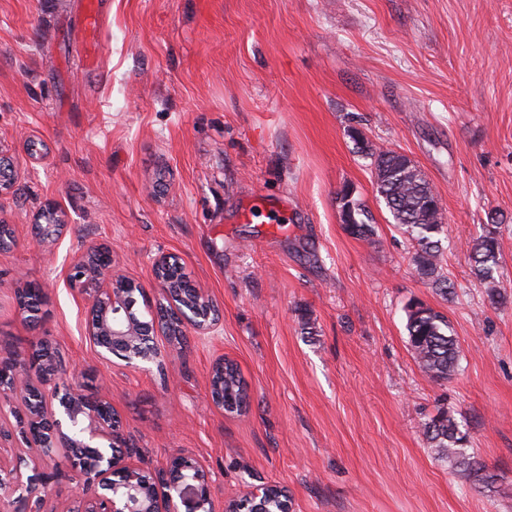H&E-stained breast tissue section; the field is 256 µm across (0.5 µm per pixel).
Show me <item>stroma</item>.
Instances as JSON below:
<instances>
[{
	"label": "stroma",
	"instance_id": "1",
	"mask_svg": "<svg viewBox=\"0 0 512 512\" xmlns=\"http://www.w3.org/2000/svg\"><path fill=\"white\" fill-rule=\"evenodd\" d=\"M0 0V150L20 177L0 198L16 230L0 249V350L45 337L80 383L106 377L123 428L151 467L177 453L208 472L214 512L257 485L288 512H512V0ZM405 154L440 196L444 301L388 221L369 161L348 135ZM375 218L340 219L342 188ZM70 221L51 254L31 242L46 201ZM499 222L490 305L469 259ZM153 283L179 257L221 325L189 335L162 368L105 367L65 271L83 244ZM36 282L42 321L14 291ZM443 312L461 351L451 379L425 375L404 307ZM234 361L251 407L208 400ZM453 411L494 490L477 492L421 433ZM337 198H341V206L347 209L346 218L342 219L346 230L357 238H371L375 229L372 216L365 205L354 196L351 197V191L346 187L338 193Z\"/></svg>",
	"mask_w": 512,
	"mask_h": 512
}]
</instances>
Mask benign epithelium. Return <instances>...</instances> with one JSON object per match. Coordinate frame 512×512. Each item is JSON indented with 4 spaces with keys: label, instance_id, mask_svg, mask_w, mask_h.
Masks as SVG:
<instances>
[{
    "label": "benign epithelium",
    "instance_id": "obj_1",
    "mask_svg": "<svg viewBox=\"0 0 512 512\" xmlns=\"http://www.w3.org/2000/svg\"><path fill=\"white\" fill-rule=\"evenodd\" d=\"M18 178L0 153V196L13 192ZM68 227L66 213L49 201L37 215L34 241L53 244ZM176 260L172 254L155 258L154 300L141 282L112 270V250L102 244L84 246L70 263L66 281L86 300L85 333L105 364L114 358L134 368L157 362L160 353L141 348L161 331V309L176 328L166 336L178 344L189 331L204 335L218 325L200 309L202 302L214 304L209 294L169 278ZM15 296L24 321H37L43 289L27 284ZM65 372L41 338L24 350L0 351V400L18 396L25 408L14 432L0 426V439L13 435L22 448L10 458L0 455V497L7 494L29 505L26 512H213L210 481L197 459L178 453L165 468L153 470L137 450L116 452L124 433L111 401L85 393L82 385L63 378ZM24 466L30 474H24ZM63 469L78 478L72 487L74 507L47 511Z\"/></svg>",
    "mask_w": 512,
    "mask_h": 512
}]
</instances>
